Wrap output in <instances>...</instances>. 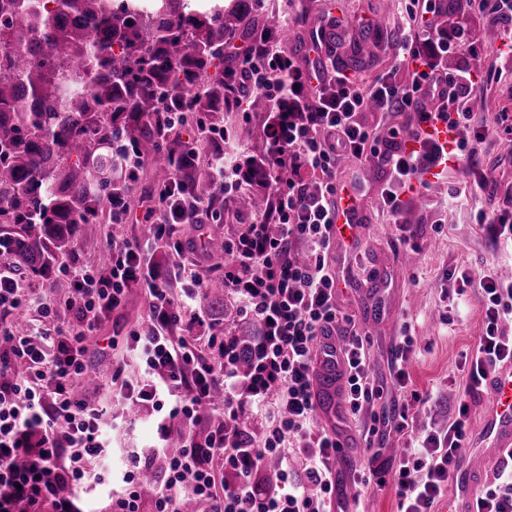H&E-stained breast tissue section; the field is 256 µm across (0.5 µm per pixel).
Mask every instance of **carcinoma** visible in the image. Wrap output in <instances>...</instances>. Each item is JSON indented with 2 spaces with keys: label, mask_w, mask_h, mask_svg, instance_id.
Returning <instances> with one entry per match:
<instances>
[{
  "label": "carcinoma",
  "mask_w": 512,
  "mask_h": 512,
  "mask_svg": "<svg viewBox=\"0 0 512 512\" xmlns=\"http://www.w3.org/2000/svg\"><path fill=\"white\" fill-rule=\"evenodd\" d=\"M245 0H8L0 11V224H12L0 262L57 281L54 259L78 250L104 253L94 239L76 237L112 201L128 202L131 182L154 164L184 182L211 207L224 191L207 166L169 149L166 112L207 125L238 110L227 99L224 39L243 19ZM288 25L245 29L255 40H277ZM377 41L357 40L340 59L352 71L375 56ZM262 141L242 159L238 210L272 223L267 152L269 122L278 109L260 93L243 97ZM224 320V353L242 380L252 376L261 325L232 318L226 297L204 295Z\"/></svg>",
  "instance_id": "carcinoma-1"
}]
</instances>
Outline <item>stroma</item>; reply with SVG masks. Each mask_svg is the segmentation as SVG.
<instances>
[{
	"mask_svg": "<svg viewBox=\"0 0 512 512\" xmlns=\"http://www.w3.org/2000/svg\"><path fill=\"white\" fill-rule=\"evenodd\" d=\"M403 9V0H255L244 22L261 23L290 10L296 14L335 16L351 33L381 16L388 32L397 36L401 33ZM467 28L469 44L454 49L452 59L470 61L468 48L473 45L486 62L496 63L502 70L496 82L479 78L473 84L474 96L486 104L477 118L489 126L497 112L512 113V59L495 53L507 26L474 12ZM419 156L426 186L402 192L405 217L416 228L410 247L395 243L394 228L383 212L388 169L375 157L363 161L345 157L339 161L337 179L357 186L367 229L353 256L344 259L339 252H332L330 264L349 275L348 285L339 290L338 304L353 317L358 330L367 335L377 383L392 389V353L402 341V324L410 323L414 345L408 371L413 389L427 399L426 404L410 408L416 429L448 425L464 401L470 407L467 434L472 437L479 429L483 398L465 393L462 363L465 353L483 333L484 312L476 297L464 301L447 297L446 279L448 274L462 269L476 275L494 270L512 276V249L497 243L486 226L478 224L466 194L465 162L452 154L447 165L438 166L426 148L420 150ZM481 165L494 173L482 199L483 208L490 210L505 194L512 193V146L488 136L482 146ZM169 177L167 170L146 167L130 204L132 222L83 224L78 228L79 236L106 243L115 237H140L145 216L154 205L149 193ZM181 260L200 277L206 292H223V260L213 258L192 241L186 242ZM147 314V297L142 291H133L125 308L101 330L103 336L110 338V347L103 350L97 342H90L95 364L123 365L127 379H138L142 365L129 349L126 333ZM98 401L107 408L105 430L111 441L113 463H120L125 449L149 445L153 426L147 417L132 414L119 385L108 379L100 381ZM336 431L344 445L336 465V495L345 512H397L393 484L380 487L361 482L368 456L353 421H337Z\"/></svg>",
	"mask_w": 512,
	"mask_h": 512,
	"instance_id": "obj_1",
	"label": "stroma"
}]
</instances>
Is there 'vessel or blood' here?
<instances>
[{
    "mask_svg": "<svg viewBox=\"0 0 512 512\" xmlns=\"http://www.w3.org/2000/svg\"><path fill=\"white\" fill-rule=\"evenodd\" d=\"M364 232L357 192L350 185H343L336 195V243L352 248ZM339 381L338 369L333 363H326L317 377L320 402L335 405ZM486 390L488 399L482 406L480 427L470 452L453 469V492L443 512H475L489 473L512 454V363L490 371Z\"/></svg>",
    "mask_w": 512,
    "mask_h": 512,
    "instance_id": "1",
    "label": "vessel or blood"
}]
</instances>
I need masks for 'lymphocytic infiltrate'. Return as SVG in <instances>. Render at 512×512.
<instances>
[{"label":"lymphocytic infiltrate","instance_id":"lymphocytic-infiltrate-1","mask_svg":"<svg viewBox=\"0 0 512 512\" xmlns=\"http://www.w3.org/2000/svg\"><path fill=\"white\" fill-rule=\"evenodd\" d=\"M420 2L407 5L404 37L396 49L399 58L413 65L412 77L403 85L386 75L360 85L337 68L325 81L315 71L295 68L274 49L260 53L248 45L237 51L241 65L236 85L276 104L289 97L311 105L300 114L281 112L269 129V152L276 165L292 170L288 180L269 182L274 225H243L227 241L231 260L224 265V286L247 316L263 326L255 344L258 367L244 393L236 391L238 376L224 355L223 330L209 327L195 310L203 300V284L178 260L183 250L178 228L195 223L203 211L216 222L221 214L206 210L200 200L182 199L179 180H169L163 188L173 207L151 211L153 238L113 241L101 269L73 256L57 260V271L73 285L66 299L23 287L14 267L0 263V512H84L79 488L88 469L112 464L101 429L106 410L77 392L91 373L87 341L139 288L149 295V315L129 330L127 343L144 368L132 382L125 379L123 366L115 365L111 380L126 400L153 419L155 438L151 450H125L124 489L107 495L105 512H181L188 496L201 504V512H332L343 445L314 425L321 341L332 336L339 341L343 413L359 417L383 395L371 372L365 337L337 305L339 279L328 263L337 162L371 154L389 166L392 186L383 202L397 240L405 245L414 232L401 219L399 191L421 175L414 152L382 151L398 129L377 131L362 123L360 114L408 109L423 130L439 124L464 130L456 151L468 162L476 219L490 225L499 242L512 245V195L503 206L480 208L489 175L476 162L489 135L512 141V114L498 113L494 127H486L469 106L471 73H439L436 60L455 47V36L425 25ZM426 47L434 60L422 59ZM427 99L439 101L438 111L423 108ZM312 181L317 191H308ZM158 240L167 243L169 260L163 265L154 247ZM174 281L182 283L184 298L173 296ZM456 281L458 293L475 290L485 316L484 332L464 361L465 391L472 395L484 388L491 369L512 362V336L503 329L504 321L512 319V278L477 276L464 269ZM61 307L72 312L73 323L57 322ZM31 309L40 312L44 327L32 335L11 332L7 320ZM412 346L407 335L396 350L393 380L399 401L393 415H372L364 431L365 451L376 473H393L397 512H432L463 452L470 407L460 403L445 428L416 431L408 408L419 396L409 392L404 368ZM19 361L26 366L20 379L11 375ZM240 419L260 420L259 438L226 430L227 422ZM391 432L404 441L393 470L375 448L376 438ZM269 456L280 463L273 489L259 478L261 463ZM153 469L159 475L147 494L141 476Z\"/></svg>","mask_w":512,"mask_h":512}]
</instances>
